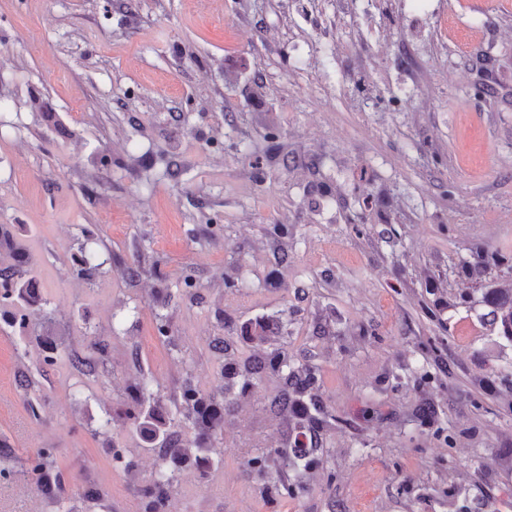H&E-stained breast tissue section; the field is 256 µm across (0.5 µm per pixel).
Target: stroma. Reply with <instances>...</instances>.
<instances>
[{
  "instance_id": "stroma-1",
  "label": "stroma",
  "mask_w": 512,
  "mask_h": 512,
  "mask_svg": "<svg viewBox=\"0 0 512 512\" xmlns=\"http://www.w3.org/2000/svg\"><path fill=\"white\" fill-rule=\"evenodd\" d=\"M486 58L495 93L479 100ZM366 95L378 111L356 107ZM271 122L301 165H255ZM165 154L186 164L179 181ZM315 179L345 196L387 190L392 223L371 217L355 236L338 204L307 197ZM0 224L23 236L70 347L110 344L98 376L47 370L35 334L0 321V444L23 459L54 449L69 494L95 480L112 512H138L93 432L138 372L166 396L188 373L217 383L218 305L241 321L287 311L290 347L318 365L340 423L307 491L272 500L246 460L280 428L259 398L242 403L224 417L221 468L182 472L173 512H512V408L496 376L512 346L482 305H448L469 289L452 258L512 249V0H429L421 15L411 0H358L345 20L336 0H0ZM275 224L296 240L285 264L263 244ZM89 240L105 266L88 281L76 259ZM160 288L178 295L174 350L147 305ZM331 308L339 335H310ZM368 323L374 335H359ZM391 371L402 386L377 391ZM424 373L442 378L452 443L408 415Z\"/></svg>"
}]
</instances>
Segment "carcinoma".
Here are the masks:
<instances>
[{
	"instance_id": "1",
	"label": "carcinoma",
	"mask_w": 512,
	"mask_h": 512,
	"mask_svg": "<svg viewBox=\"0 0 512 512\" xmlns=\"http://www.w3.org/2000/svg\"><path fill=\"white\" fill-rule=\"evenodd\" d=\"M264 139L268 165L279 162L283 147L277 134L269 130ZM380 198L365 196L360 210L346 216L355 235L365 231L367 214L374 211ZM288 228L275 224L268 232L277 259L288 262L289 244L284 242ZM9 251L14 263L0 267V308L10 309L12 325L25 333L30 326L40 327L38 334L43 364L55 366L64 360L84 375H92L108 359V344L94 338L88 352L80 353L67 344L64 336L52 329L48 301L26 279L28 259L24 248L8 225L0 224V250ZM101 262L92 250L82 251L78 275L90 277L99 272ZM457 275L481 292V303L488 309L493 331L512 344V253L507 250L477 248L468 258L453 263ZM224 334L211 340V349L223 360L221 381L209 390L201 389L191 374H186L178 394L171 400L153 390L152 379L141 373L115 413L129 423L130 438L138 448L159 452L160 462L153 476L139 480L129 450L112 442V459L123 465L140 503V512H168L179 476L185 469L210 475L220 469L222 458L214 442L224 431V414L233 410L241 397L261 389V402L269 415L283 422L285 431L277 444L247 459L277 498L296 497L306 490V478L323 462V448L335 431L338 419L322 392L319 368L309 360L298 359L287 344L266 352L263 346L272 336H290L283 315L262 316L242 323L219 317ZM418 404L413 421L432 426L431 435L453 440V434L440 418L431 395L429 377L418 381ZM0 478L31 484L41 493L48 512H83L87 505L109 509L105 491L96 484L85 487L82 496H65V481L55 467L54 449L40 448L34 457L15 466L10 456L0 453Z\"/></svg>"
}]
</instances>
